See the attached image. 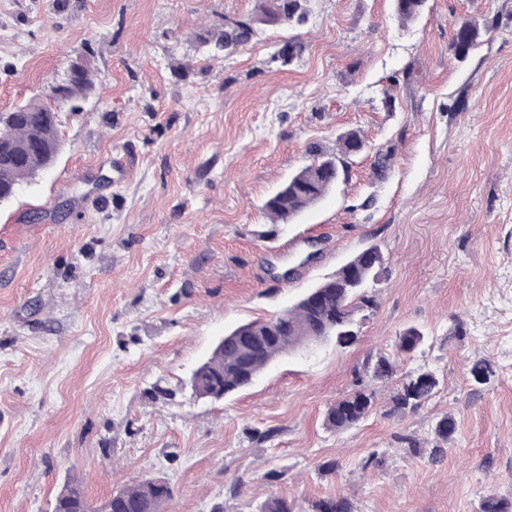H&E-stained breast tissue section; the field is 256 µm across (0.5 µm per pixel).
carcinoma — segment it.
I'll return each mask as SVG.
<instances>
[{"label": "carcinoma", "mask_w": 512, "mask_h": 512, "mask_svg": "<svg viewBox=\"0 0 512 512\" xmlns=\"http://www.w3.org/2000/svg\"><path fill=\"white\" fill-rule=\"evenodd\" d=\"M395 10L406 22L422 12L425 0H394ZM304 20L299 0H259L255 15L247 20L224 18L223 29L200 36L213 44L214 54L230 52L250 41L257 24L274 25ZM479 31L466 23L454 32L455 54L463 56L477 44ZM94 88L90 70L82 66L61 84L52 86V99L72 101L86 96ZM57 112L48 104L31 102L8 112H0V203L14 198L21 185L38 172L51 167L60 150ZM366 144L357 131L338 138L336 151H315L312 163L292 176L264 203L265 212L283 223L293 219L305 208L318 203L337 184L350 155ZM385 271V258L377 247H370L322 282L309 289L288 309L265 320L240 324L216 344L210 357L197 371V388L215 400L245 388L279 356L307 345L315 338L333 337L336 345L348 347L357 341V327L366 319L365 311L374 306L368 295L366 281ZM425 342L424 333L414 326L400 331L395 338L396 353L408 357ZM398 365L381 355L373 364L371 379L386 381L397 375ZM470 374L475 383L484 385L494 377L490 362L478 359ZM440 379L431 370L420 368L403 376L391 396L387 414L402 417L416 411L439 390ZM375 405V392L358 390L336 401L326 411L325 426L343 432L358 425ZM435 446L431 454L438 456L444 445L454 438L456 422L452 415L439 418L432 429ZM173 490L168 482L148 479L116 490L111 503L94 506L85 495L81 482L71 479L54 500V512H164ZM259 512H294V505L285 498H267ZM313 512H352L345 498L317 501ZM481 512H512V502L495 496L484 499Z\"/></svg>", "instance_id": "obj_1"}]
</instances>
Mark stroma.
Returning <instances> with one entry per match:
<instances>
[{"mask_svg": "<svg viewBox=\"0 0 512 512\" xmlns=\"http://www.w3.org/2000/svg\"><path fill=\"white\" fill-rule=\"evenodd\" d=\"M257 0H0V112L48 99L72 61L95 84L57 104L61 152L0 203V512H52L78 479L102 502L166 480L165 512H480L512 501V0H300L301 24L260 27L211 59L198 36ZM479 28L466 58L454 24ZM302 50L273 61L281 44ZM361 131L368 153L287 224L263 204ZM392 153L373 169L375 152ZM387 271L358 340L278 357L220 401L188 381L225 331L293 304L355 253ZM443 380L416 413L376 407L336 433L327 408L395 356ZM491 362L473 384L475 360ZM447 452L415 455L442 415ZM334 470H327V463ZM275 479H268V472ZM424 342V333L414 326H409L396 335L394 346L397 355L410 357Z\"/></svg>", "mask_w": 512, "mask_h": 512, "instance_id": "stroma-1", "label": "stroma"}]
</instances>
